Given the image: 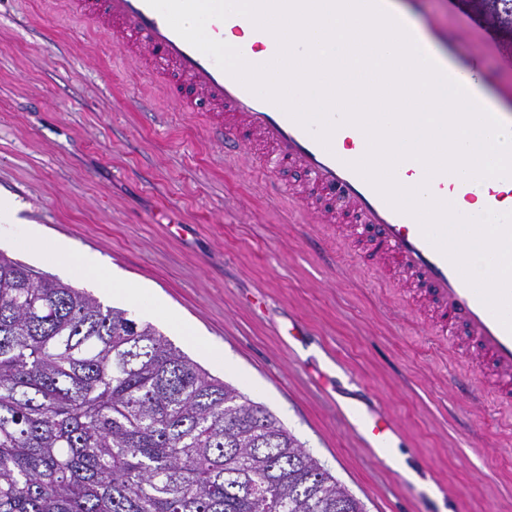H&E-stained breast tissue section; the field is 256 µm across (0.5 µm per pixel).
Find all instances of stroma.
Instances as JSON below:
<instances>
[{"instance_id":"35a3bbf8","label":"stroma","mask_w":512,"mask_h":512,"mask_svg":"<svg viewBox=\"0 0 512 512\" xmlns=\"http://www.w3.org/2000/svg\"><path fill=\"white\" fill-rule=\"evenodd\" d=\"M264 180L248 157L225 165L201 116L105 35L47 0H0V195L19 207L0 250L96 293L49 258L63 238L152 288L224 361L164 311L135 316L267 407L367 512H512V412L453 395L452 374L477 367L451 359L370 261L318 244L300 199H269ZM30 224L40 240L25 241ZM352 397L394 420V465L348 431L338 406Z\"/></svg>"}]
</instances>
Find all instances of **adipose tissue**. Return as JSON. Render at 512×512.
I'll return each mask as SVG.
<instances>
[{"instance_id":"1","label":"adipose tissue","mask_w":512,"mask_h":512,"mask_svg":"<svg viewBox=\"0 0 512 512\" xmlns=\"http://www.w3.org/2000/svg\"><path fill=\"white\" fill-rule=\"evenodd\" d=\"M53 257L59 266L79 270L83 278L98 285L112 299L150 305L155 302L147 289L130 287L129 283L111 276L93 256L74 252L65 241L54 244Z\"/></svg>"}]
</instances>
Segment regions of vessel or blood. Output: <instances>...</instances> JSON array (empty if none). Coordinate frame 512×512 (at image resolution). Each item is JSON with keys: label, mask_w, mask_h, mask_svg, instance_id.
Returning <instances> with one entry per match:
<instances>
[{"label": "vessel or blood", "mask_w": 512, "mask_h": 512, "mask_svg": "<svg viewBox=\"0 0 512 512\" xmlns=\"http://www.w3.org/2000/svg\"><path fill=\"white\" fill-rule=\"evenodd\" d=\"M55 6L88 28L105 32L114 46L149 70L154 83L183 112L205 117L209 134L224 142V157L238 158L250 148L258 166L269 176L272 197H288L292 188L281 171L301 173L321 203L304 212L319 223L335 215L347 221L337 230L345 244L363 239L369 255L406 275L426 304L425 328L446 339L458 354L475 359L479 381L458 378L455 391L468 396L475 385L493 402L512 410V332L484 305L453 263L422 234L418 221L394 210L348 165L339 148L328 149L314 134L276 104L258 97L224 72L215 61L179 36L146 0H54ZM446 31L429 21L399 14L420 48L462 85L483 75L487 56L512 70V44L498 29L470 9L468 0H448ZM351 434L367 448H391L395 425L377 409L344 407Z\"/></svg>", "instance_id": "b4317fda"}]
</instances>
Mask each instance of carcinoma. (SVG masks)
<instances>
[{
  "instance_id": "obj_1",
  "label": "carcinoma",
  "mask_w": 512,
  "mask_h": 512,
  "mask_svg": "<svg viewBox=\"0 0 512 512\" xmlns=\"http://www.w3.org/2000/svg\"><path fill=\"white\" fill-rule=\"evenodd\" d=\"M0 512H366L150 323L0 251Z\"/></svg>"
}]
</instances>
